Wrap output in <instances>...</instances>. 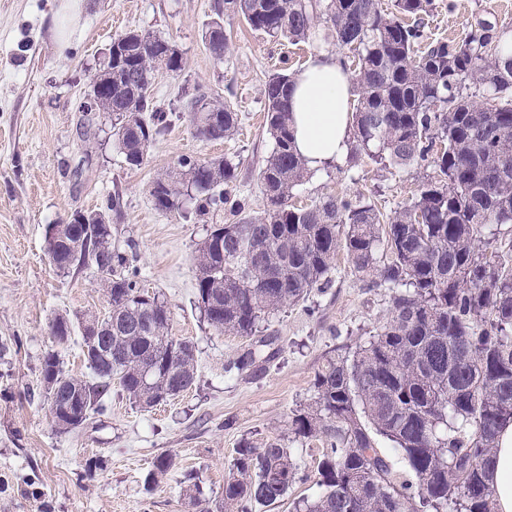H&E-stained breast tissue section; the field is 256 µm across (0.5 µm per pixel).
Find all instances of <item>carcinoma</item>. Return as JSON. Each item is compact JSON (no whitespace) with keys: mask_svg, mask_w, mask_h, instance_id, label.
<instances>
[{"mask_svg":"<svg viewBox=\"0 0 512 512\" xmlns=\"http://www.w3.org/2000/svg\"><path fill=\"white\" fill-rule=\"evenodd\" d=\"M432 0H224L205 31L223 58V16L241 14L255 31L297 44L319 23L352 54L357 84L347 166L364 159L432 168L409 202L383 216L362 197L326 194L292 203L307 175L289 125L296 77L275 72L264 86L266 131L274 141L259 171L265 204L250 211L221 191L235 167L222 158L181 159L150 186L155 208L180 210L184 199L206 215L222 205L233 220L214 224L194 257L198 302L210 325L254 336L265 318L331 285L344 252L370 288L392 292L390 316L345 356L315 376L314 401L295 410L291 434L322 444L318 494L295 512H495L486 466L499 432L512 425V237H485L512 224V44L509 24L479 17L463 39L429 40ZM181 70L168 41L134 31L112 38V65L94 77L84 112L110 120L112 145L131 169L170 125L152 86L160 65ZM197 133L229 138L239 126L228 103L200 95L188 103ZM123 219L118 192L105 206L76 210L65 231L51 225L47 255L60 271L105 267L112 311L83 327L88 379L64 372L48 352L41 383L47 402L59 387L72 399L56 427L70 432L107 409L112 383L143 408L196 383L195 347L169 336L171 312L145 290L112 225ZM76 329L58 314L50 332L60 345ZM266 334L224 366L239 375L274 356ZM392 443L393 460L382 442ZM402 463L401 474L395 462ZM158 455L151 489L173 466ZM307 479L280 437L235 449L217 512H258Z\"/></svg>","mask_w":512,"mask_h":512,"instance_id":"cac0c4a2","label":"carcinoma"}]
</instances>
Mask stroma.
I'll list each match as a JSON object with an SVG mask.
<instances>
[{"instance_id":"obj_1","label":"stroma","mask_w":512,"mask_h":512,"mask_svg":"<svg viewBox=\"0 0 512 512\" xmlns=\"http://www.w3.org/2000/svg\"><path fill=\"white\" fill-rule=\"evenodd\" d=\"M224 0H83L79 18L59 48L53 26L59 0H0V512H200L224 494V479L241 440L284 437L292 412L314 397L313 382L328 359L347 354L390 315L389 292L359 282L345 255H337L332 288L284 308L269 322L278 352L258 371L225 377L224 365L249 338L208 324L197 304L193 258L217 211L198 215L193 202L164 213L154 208L149 184L184 157H229L239 163L229 189L261 210L259 170L273 148L264 128L263 89L280 69L302 73L320 54H337L316 28L293 45L250 30L239 17L224 20L231 51L216 59L204 33ZM425 31L456 40L476 17L512 23V0H434ZM136 29L168 39L182 69L160 71L155 98L171 108V125L154 143L146 165L126 166L108 139L102 114H93L92 142L83 140L80 104L89 79L114 35ZM201 94L230 104L239 115L232 137L197 136L188 102ZM427 169H385L370 162L330 164L309 171L294 190L305 205L327 193L372 199L385 213L417 192ZM123 198L118 243L133 240L142 284L159 292L171 311L170 336L196 350L195 388L154 408L135 406L113 389L107 411L82 427H55L41 368L58 350L64 370L85 377L81 333L56 345L55 315L101 316L108 299L91 269L65 273L46 253L49 225L74 210L93 209L113 192ZM308 478L272 512H294L293 502L318 492V441L292 443ZM169 453L174 465L153 489L145 477L154 458ZM198 478L200 501L185 496Z\"/></svg>"}]
</instances>
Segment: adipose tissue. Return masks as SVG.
Returning <instances> with one entry per match:
<instances>
[{
	"instance_id": "obj_1",
	"label": "adipose tissue",
	"mask_w": 512,
	"mask_h": 512,
	"mask_svg": "<svg viewBox=\"0 0 512 512\" xmlns=\"http://www.w3.org/2000/svg\"><path fill=\"white\" fill-rule=\"evenodd\" d=\"M352 95V81L332 55L312 59L297 77L291 97V125L295 147L310 169L347 157ZM487 468L497 512H512V425L499 433Z\"/></svg>"
}]
</instances>
